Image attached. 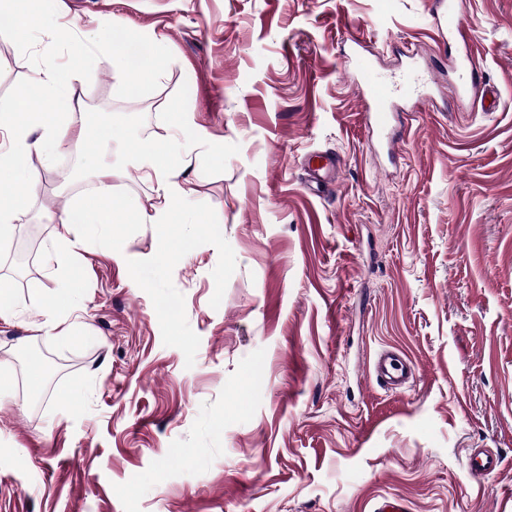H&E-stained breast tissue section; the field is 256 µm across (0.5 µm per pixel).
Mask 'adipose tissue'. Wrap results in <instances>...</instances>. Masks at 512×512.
Masks as SVG:
<instances>
[{"mask_svg": "<svg viewBox=\"0 0 512 512\" xmlns=\"http://www.w3.org/2000/svg\"><path fill=\"white\" fill-rule=\"evenodd\" d=\"M34 0H0V13L7 14L13 32L21 39H29L35 27L53 28L54 22L48 16H37ZM79 71L63 72L52 67L38 71L34 84L39 93L41 109L32 118L42 130L37 140H30L26 127L12 122V105L0 106V129L7 130L6 150L0 151V183L10 185L8 194L0 195V241L8 240L14 230L15 216L29 203L31 190L37 180L36 172L24 166L23 160L31 153H38L43 160H50L63 140L69 137V117L82 108L78 95ZM133 158L148 178L156 180L159 188L168 198V208L155 211L148 216L151 224H167L171 221V209L187 197V190L180 184L177 168L164 159L161 149L151 143L138 146ZM112 173L103 171L98 175V186L86 200L68 209L61 221L65 229L48 250L55 262H62L69 254L73 243L66 231L81 224L111 231L119 223L120 214L112 201Z\"/></svg>", "mask_w": 512, "mask_h": 512, "instance_id": "1", "label": "adipose tissue"}]
</instances>
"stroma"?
Returning a JSON list of instances; mask_svg holds the SVG:
<instances>
[{
  "label": "stroma",
  "instance_id": "1",
  "mask_svg": "<svg viewBox=\"0 0 512 512\" xmlns=\"http://www.w3.org/2000/svg\"><path fill=\"white\" fill-rule=\"evenodd\" d=\"M429 0H39L61 27L23 46L0 17V103L18 122L37 69L81 70L83 109L120 118L112 244L63 213L95 185L66 143L0 245L15 314L0 319V512H512V0H463L469 44L436 36ZM161 39L138 93L91 39ZM470 51L471 65L457 60ZM435 76L406 101L399 157L378 147L353 82ZM481 78L493 109L454 86ZM181 170L207 233L158 263L165 200L135 143ZM337 182L304 189L307 156ZM68 292L62 344L43 303ZM415 365L383 389L367 367ZM502 464L474 479L469 449ZM307 168L312 172L308 180L309 186L313 187L312 183H314L319 188L337 178L340 164L337 157L328 152H321L308 161ZM372 370L378 380L391 391H398L411 375L407 361L398 358L392 352H382L373 362Z\"/></svg>",
  "mask_w": 512,
  "mask_h": 512
}]
</instances>
